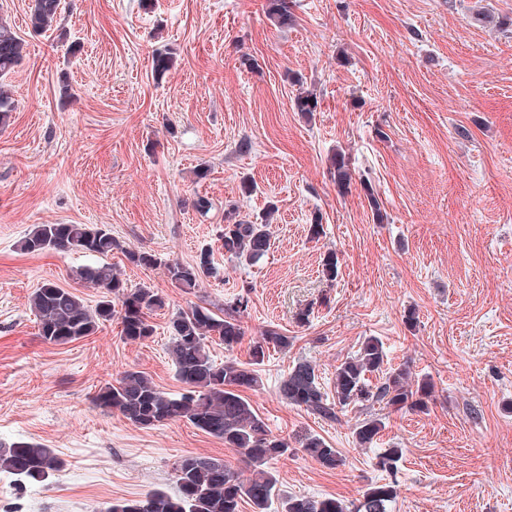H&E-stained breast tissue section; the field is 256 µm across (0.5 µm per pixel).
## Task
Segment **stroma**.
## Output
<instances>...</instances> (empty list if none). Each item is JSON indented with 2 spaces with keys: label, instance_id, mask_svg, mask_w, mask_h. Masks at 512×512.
Returning <instances> with one entry per match:
<instances>
[{
  "label": "stroma",
  "instance_id": "stroma-1",
  "mask_svg": "<svg viewBox=\"0 0 512 512\" xmlns=\"http://www.w3.org/2000/svg\"><path fill=\"white\" fill-rule=\"evenodd\" d=\"M30 6L0 0L27 44L4 80L16 109L0 128V440L45 444L65 466L33 487L0 477V512H105L173 490L186 454L246 472L188 422L144 429L93 403L130 369L183 393L170 319L243 293L242 342L208 348L216 362L244 364L265 330L289 336L245 393L294 449L274 465L285 492L361 498L383 477L376 454L395 445L393 512H512V0H291L285 26L266 0H62L57 33L32 30ZM158 44L176 59L160 79ZM306 90L319 101L310 116L295 108ZM339 153L352 173L345 192L330 173ZM199 195L207 213L193 205ZM228 201L252 219L277 208L256 264L220 247ZM38 224L111 230L120 247L109 261L126 288L165 299L150 316L154 335L125 341L115 321L65 345L43 342L29 295L47 281L72 287L71 269L94 258L18 251ZM204 248L213 273L185 293L164 264ZM128 249L159 266L133 265ZM368 336L382 340L389 366L409 364L434 392L427 411L387 414L364 448L353 433L359 409L324 422L278 387L307 360L330 388ZM311 434L343 465L311 457Z\"/></svg>",
  "mask_w": 512,
  "mask_h": 512
}]
</instances>
